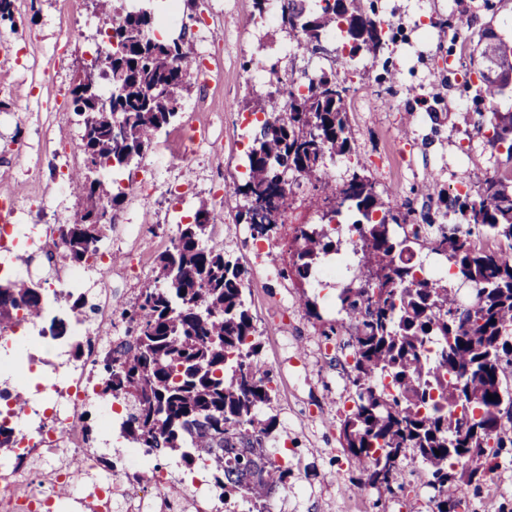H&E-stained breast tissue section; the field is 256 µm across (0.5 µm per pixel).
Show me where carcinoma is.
I'll list each match as a JSON object with an SVG mask.
<instances>
[{
  "mask_svg": "<svg viewBox=\"0 0 512 512\" xmlns=\"http://www.w3.org/2000/svg\"><path fill=\"white\" fill-rule=\"evenodd\" d=\"M281 0L278 19L299 33L298 48L324 50L322 38L336 31L349 55L363 51L376 59L383 49L382 22L369 15L363 0ZM105 28L123 44L118 57L95 59L99 82L121 87L112 113L96 110L93 98L71 90L73 112L80 117L85 161L123 166L142 157L158 130L169 125L181 106L194 53L186 35L164 40L155 35L154 13L143 7L119 12L112 0H98ZM502 40L487 29L476 44L479 66ZM479 95L494 100L512 86V64L502 65L491 79L479 74ZM269 91L256 101L261 113L251 130L248 178L233 183V194L263 198L268 208L255 211L247 224L251 237L267 240L288 212L291 179L317 176L328 157L351 152L346 108L347 89L334 74L322 73L306 89H295L275 68ZM487 122L491 143L504 149V167L487 178L477 196L449 195L426 186L428 202L451 207L458 224L410 225L398 228V206L382 198L374 183L353 172L342 185L320 182L323 201L360 215L351 224L358 274L340 289L335 334L347 335L352 348L348 379L355 388L353 406L340 419V437L359 471L356 486L390 487L398 460L407 448L418 451L434 490L437 512L453 502L461 505L473 476L495 470L493 461L511 445L502 416L512 422V391L504 386L512 369V344L499 340L512 333V110L491 108ZM81 188L80 207L63 225L54 246H62L70 264L83 266L96 253L112 224L94 222L93 214L115 210L125 193H113L98 179L87 184L83 174L71 177ZM217 213L197 211L195 223L180 224L172 248L157 261L156 285L143 289L122 317L127 338L101 352L105 375L101 395L126 403L120 430L124 438L155 456L180 453L184 465L200 461L211 470L219 498L233 496L247 512H271V502L288 490L291 469L275 462L267 442L276 419L263 410L271 404L270 370L258 357L253 316L243 299L248 271L225 257L211 241ZM428 243L483 296L477 307L457 302V289L446 279L420 276L412 243ZM342 240L325 225L299 229L292 269L301 281L310 278L321 258L340 252ZM46 301L41 285L24 279L0 284V327L17 321L18 311L30 320L43 317ZM433 339V355L423 353ZM496 399H489V395ZM497 416L465 427L454 418L449 396ZM457 445L448 447V433ZM440 454H435V451Z\"/></svg>",
  "mask_w": 512,
  "mask_h": 512,
  "instance_id": "1",
  "label": "carcinoma"
}]
</instances>
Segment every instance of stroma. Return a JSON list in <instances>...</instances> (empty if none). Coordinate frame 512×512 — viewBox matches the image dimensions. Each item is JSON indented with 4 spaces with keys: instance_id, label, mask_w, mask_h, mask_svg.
Listing matches in <instances>:
<instances>
[{
    "instance_id": "35a3bbf8",
    "label": "stroma",
    "mask_w": 512,
    "mask_h": 512,
    "mask_svg": "<svg viewBox=\"0 0 512 512\" xmlns=\"http://www.w3.org/2000/svg\"><path fill=\"white\" fill-rule=\"evenodd\" d=\"M375 7L384 22L383 53L341 66L340 41L325 40L320 54H298L294 32L277 22L254 23L253 0H180L179 19L159 28L158 37L187 34L197 54L222 62L223 80L206 84L189 76L176 120L141 159L119 169L130 188L101 244L113 260L112 294L129 306L154 285L157 258L179 222H192L203 206L220 214L213 240L249 272L245 295L274 389L267 413L277 419L280 452L293 471L272 512L435 510L427 470L411 448L400 459L396 489L352 486L357 473L341 445L339 424L353 396L346 376L352 350L329 332L337 291L299 281L291 272L298 227L324 221L326 206L316 202L312 184L294 185L283 224L259 245L237 219L243 198L214 194L215 182L247 178L249 126L241 114L246 101L265 95L267 69L297 82L332 72L349 89L353 151L326 159L322 175L342 182L353 168H363L378 192L413 218L458 223L455 212L430 205L421 187L435 179L448 193L462 186L475 193L505 159L479 120L489 106L512 109V93L491 103L481 99L471 52L487 28L512 41V0H375ZM462 12L471 25L459 30L454 19ZM76 28L81 37H72ZM101 31L92 0H15L14 23L0 25V52L11 53L0 59V194L17 197L20 223L64 224L77 208L78 189H59L54 172L83 168L80 127L76 115L63 120L52 108L69 106L77 73L101 43ZM194 126L208 129L205 146L170 157L166 144ZM34 153L42 158L36 171L28 160ZM305 296L317 302L320 317L307 313ZM88 421L95 450L109 454L114 470L122 471L128 441L96 411H89ZM497 462L470 489L465 512H512V449L502 450Z\"/></svg>"
}]
</instances>
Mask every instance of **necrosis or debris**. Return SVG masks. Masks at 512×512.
<instances>
[{
  "instance_id": "obj_1",
  "label": "necrosis or debris",
  "mask_w": 512,
  "mask_h": 512,
  "mask_svg": "<svg viewBox=\"0 0 512 512\" xmlns=\"http://www.w3.org/2000/svg\"><path fill=\"white\" fill-rule=\"evenodd\" d=\"M57 235L53 224H1L0 271L13 264L12 245L21 243L38 252L44 240ZM52 264L51 288L68 294L91 291L90 314L68 336L46 335L43 325L24 317L0 331V350L21 345L29 349L26 359L0 362V424L20 416L25 419L24 429L13 432L7 453L0 456V512H55L64 489L78 501L91 502L93 512H184L181 502L167 496L164 478L156 479L151 494H142L135 476L147 464L146 449H132L128 467L116 472L89 448L83 432L86 408L98 407L106 418L116 410L114 402L96 399L97 349L107 341L112 324V269L99 263L98 280L93 283L85 270L71 265L62 253H55ZM73 335L83 340L77 355L68 348ZM38 364L50 367L54 378L38 385V397L27 408L18 409L17 388ZM47 453L53 456V464L31 469V461ZM75 453L86 459L84 472H73L64 464Z\"/></svg>"
}]
</instances>
